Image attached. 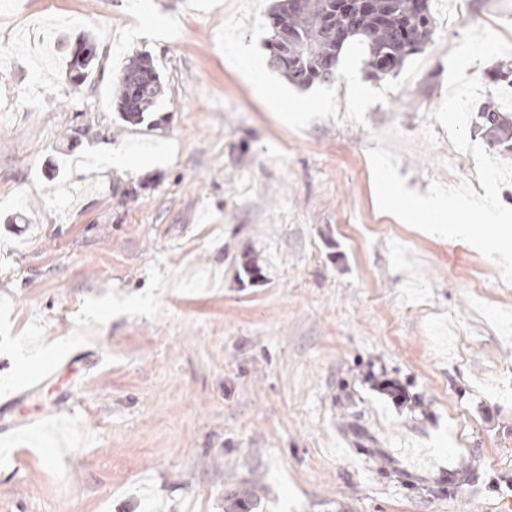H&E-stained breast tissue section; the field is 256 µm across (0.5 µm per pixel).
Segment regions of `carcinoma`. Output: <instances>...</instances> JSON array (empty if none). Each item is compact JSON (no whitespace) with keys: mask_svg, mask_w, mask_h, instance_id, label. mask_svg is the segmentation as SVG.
Returning <instances> with one entry per match:
<instances>
[{"mask_svg":"<svg viewBox=\"0 0 512 512\" xmlns=\"http://www.w3.org/2000/svg\"><path fill=\"white\" fill-rule=\"evenodd\" d=\"M269 47L277 68L294 85L306 88L315 81L337 79L339 53L348 43L364 46V63L373 75L394 72L430 41L434 15L430 0H375L371 10L350 29L348 15L332 0H276L270 13ZM291 35L288 60L281 56L279 31ZM94 58L77 56L71 49L69 73L85 81ZM162 93L160 75L151 58L137 56L126 64L117 83V111L138 121L151 111ZM477 125L502 156H512V115L495 107H482Z\"/></svg>","mask_w":512,"mask_h":512,"instance_id":"cac0c4a2","label":"carcinoma"}]
</instances>
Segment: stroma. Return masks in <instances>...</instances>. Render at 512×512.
<instances>
[{
  "label": "stroma",
  "mask_w": 512,
  "mask_h": 512,
  "mask_svg": "<svg viewBox=\"0 0 512 512\" xmlns=\"http://www.w3.org/2000/svg\"><path fill=\"white\" fill-rule=\"evenodd\" d=\"M272 5L0 0V380L85 350L17 406L71 389L74 429L0 458V512H512V283L380 211L368 157L395 129L408 188L474 172L433 114L449 52L490 15L512 37V0H466L451 30L432 0L401 73L351 44L306 89L272 65ZM141 54L164 94L129 123L116 84ZM82 45V46H93V44L86 38H78L75 40L71 52H70V59L68 61V70L69 74H77L75 78H80V82L86 81L87 78L90 75L91 68L95 59V50L93 47H86L82 51L79 49L78 52L81 54H84L86 56H92V57H85L81 58L78 57L76 54V46Z\"/></svg>",
  "instance_id": "stroma-1"
}]
</instances>
